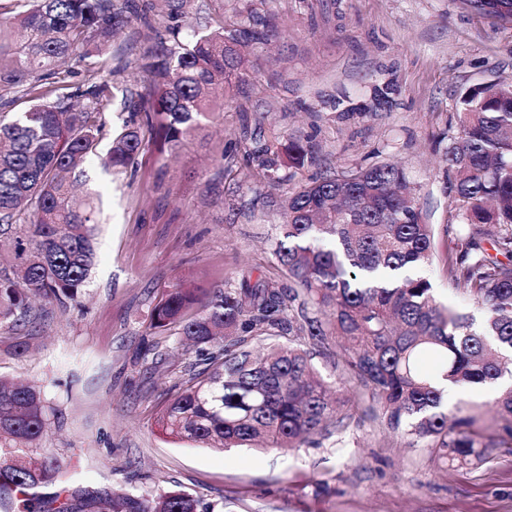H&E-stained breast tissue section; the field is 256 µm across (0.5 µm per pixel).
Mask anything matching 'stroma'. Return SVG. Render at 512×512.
I'll use <instances>...</instances> for the list:
<instances>
[{"instance_id": "1", "label": "stroma", "mask_w": 512, "mask_h": 512, "mask_svg": "<svg viewBox=\"0 0 512 512\" xmlns=\"http://www.w3.org/2000/svg\"><path fill=\"white\" fill-rule=\"evenodd\" d=\"M201 10L229 23L252 10L272 27L260 58L247 61L248 82L175 154L146 138L118 174L91 156L80 190L100 228L88 288L64 307L33 300V330L0 326V376L41 386L61 412L42 440L65 472L49 494L127 488L152 499L182 489L213 512H512V436L489 408L494 385L465 389L448 405L481 417L486 448L467 463L431 460L359 408L347 443L288 453L196 448L156 427L186 381L187 361L171 351L175 330L150 326L165 289L180 279L203 296L246 273L283 279L267 240L284 192L258 181L264 147L307 140L314 160L297 186L386 162L403 168L441 251L447 230L462 227L444 161L460 97L512 83V25L461 0H193L187 22ZM140 29L123 20L104 52L121 89L106 114L115 132L145 121L123 98L146 84ZM387 80L396 92L380 108L373 89ZM252 181L257 191L247 190Z\"/></svg>"}]
</instances>
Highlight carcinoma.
Instances as JSON below:
<instances>
[{
	"label": "carcinoma",
	"instance_id": "carcinoma-1",
	"mask_svg": "<svg viewBox=\"0 0 512 512\" xmlns=\"http://www.w3.org/2000/svg\"><path fill=\"white\" fill-rule=\"evenodd\" d=\"M165 2L162 32L140 0L0 6V85L22 88L28 102L0 118V238L14 245L9 266L0 267V325L28 323L32 295L74 301L87 286L98 217L72 189L106 135L117 87L99 56L120 18L128 13L148 29L147 126L171 150L211 118L226 84L247 81L242 49L269 36L261 19L228 28L209 16L184 35L180 20L192 0ZM462 2L512 23V0ZM73 55L90 60V78L76 89L55 76ZM460 108L445 156L448 195L465 228L448 239L444 268L480 324L435 295L426 274L435 225L425 221L404 169L384 163L326 176L287 192L271 251L288 285L247 274L198 303L176 283L152 309L151 327L176 326L175 347L194 354L186 387L156 417L163 434L204 448L261 444L283 452L341 440L352 423L347 400L307 349L334 341L383 430L439 461L480 456L476 417L448 414L438 382L478 387L512 375V84L474 86ZM143 141L141 129L125 126L111 138L104 165L126 168ZM284 155L287 175L262 165L272 186L288 184L311 160L300 138L288 141ZM486 226L499 228L494 243L504 259L484 248ZM490 408L512 421V385ZM58 414L39 387L0 378V512H81L85 502L94 509L103 502L73 495L59 503L39 492L63 477L57 455L41 446ZM105 502L108 512H210L181 489L163 492L155 506L128 490Z\"/></svg>",
	"mask_w": 512,
	"mask_h": 512
}]
</instances>
